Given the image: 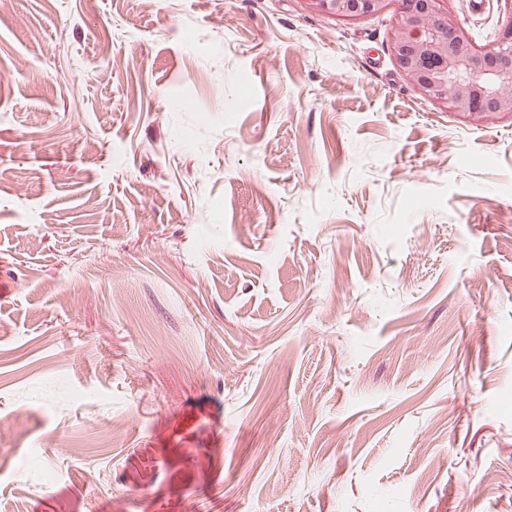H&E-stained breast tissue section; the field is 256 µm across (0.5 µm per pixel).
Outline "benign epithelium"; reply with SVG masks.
Instances as JSON below:
<instances>
[{"instance_id":"1","label":"benign epithelium","mask_w":512,"mask_h":512,"mask_svg":"<svg viewBox=\"0 0 512 512\" xmlns=\"http://www.w3.org/2000/svg\"><path fill=\"white\" fill-rule=\"evenodd\" d=\"M338 20L383 12L391 0H307ZM440 0H403L394 17L390 49L422 97L453 112L512 115V15L489 47L476 46L448 17Z\"/></svg>"}]
</instances>
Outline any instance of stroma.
<instances>
[{
	"instance_id": "obj_1",
	"label": "stroma",
	"mask_w": 512,
	"mask_h": 512,
	"mask_svg": "<svg viewBox=\"0 0 512 512\" xmlns=\"http://www.w3.org/2000/svg\"><path fill=\"white\" fill-rule=\"evenodd\" d=\"M396 10L0 0V512H512V116Z\"/></svg>"
}]
</instances>
